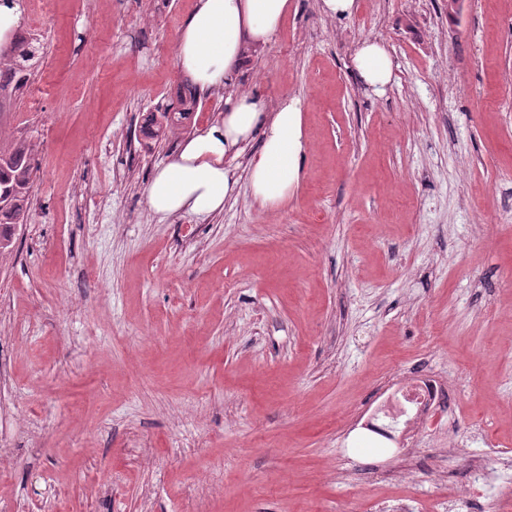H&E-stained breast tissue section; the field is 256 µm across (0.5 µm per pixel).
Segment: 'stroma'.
<instances>
[{
    "mask_svg": "<svg viewBox=\"0 0 512 512\" xmlns=\"http://www.w3.org/2000/svg\"><path fill=\"white\" fill-rule=\"evenodd\" d=\"M26 0L39 58L13 122L35 146L26 224L0 256V512H366L448 488L449 434L512 449V0H291L235 84L303 100L299 190L278 211L244 172L201 221L148 185L218 121L199 92L183 135L146 146L187 77L194 0ZM384 44L381 93L353 57ZM423 365L452 392L413 445L364 428ZM411 458L409 454L404 455L397 466L383 473L384 480L412 485L415 482L416 468L413 466Z\"/></svg>",
    "mask_w": 512,
    "mask_h": 512,
    "instance_id": "35a3bbf8",
    "label": "stroma"
}]
</instances>
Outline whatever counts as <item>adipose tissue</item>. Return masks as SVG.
<instances>
[{"label":"adipose tissue","instance_id":"adipose-tissue-1","mask_svg":"<svg viewBox=\"0 0 512 512\" xmlns=\"http://www.w3.org/2000/svg\"><path fill=\"white\" fill-rule=\"evenodd\" d=\"M288 3L197 0L178 29L179 69L200 90H223L224 114L158 168L147 191L152 214L207 218L222 212L235 187L231 166L242 157L254 202L275 210L295 194L308 151L300 98L283 94L269 109L232 84L236 66L271 41L288 14ZM353 67L365 86L380 89L391 79L393 61L385 47L368 40Z\"/></svg>","mask_w":512,"mask_h":512}]
</instances>
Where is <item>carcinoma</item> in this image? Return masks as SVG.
I'll return each instance as SVG.
<instances>
[{
    "label": "carcinoma",
    "mask_w": 512,
    "mask_h": 512,
    "mask_svg": "<svg viewBox=\"0 0 512 512\" xmlns=\"http://www.w3.org/2000/svg\"><path fill=\"white\" fill-rule=\"evenodd\" d=\"M13 56L10 67H0V92L10 90L16 95L24 86L25 80L16 79V72L24 70L27 62L36 58L38 48L24 39L12 44ZM198 109L197 95L183 96L172 111L150 112L144 119L142 134L149 140H161L168 134L183 128ZM32 147L24 140L15 142L6 150H0V194L11 196V204L0 208V250L12 245L15 229L25 221V201L33 177L31 164Z\"/></svg>",
    "instance_id": "obj_1"
}]
</instances>
